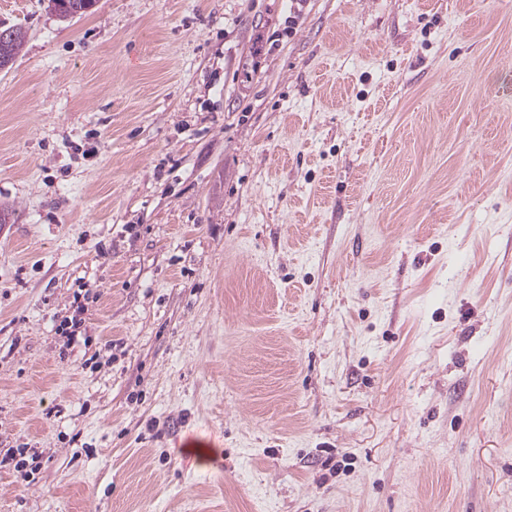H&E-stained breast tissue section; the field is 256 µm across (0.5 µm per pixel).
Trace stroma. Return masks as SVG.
Returning <instances> with one entry per match:
<instances>
[{
	"label": "stroma",
	"instance_id": "stroma-1",
	"mask_svg": "<svg viewBox=\"0 0 512 512\" xmlns=\"http://www.w3.org/2000/svg\"><path fill=\"white\" fill-rule=\"evenodd\" d=\"M1 22L0 512H512V0ZM6 30L9 31V34L4 39L2 38L1 32ZM24 42L25 32L21 27H0V70L2 66L7 68L10 63H13L15 58L21 52Z\"/></svg>",
	"mask_w": 512,
	"mask_h": 512
}]
</instances>
